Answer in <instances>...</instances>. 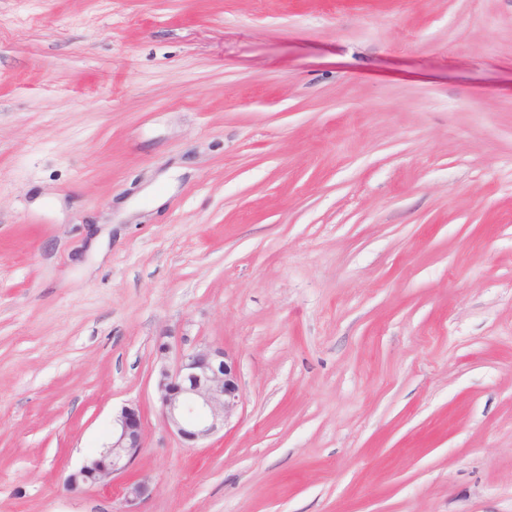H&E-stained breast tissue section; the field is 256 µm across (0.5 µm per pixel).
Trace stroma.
<instances>
[{
    "instance_id": "stroma-1",
    "label": "stroma",
    "mask_w": 512,
    "mask_h": 512,
    "mask_svg": "<svg viewBox=\"0 0 512 512\" xmlns=\"http://www.w3.org/2000/svg\"><path fill=\"white\" fill-rule=\"evenodd\" d=\"M239 365L168 431L157 344ZM140 405L109 486H67ZM512 512V0H0V512ZM152 493L151 485L144 479H133L125 487L123 508L120 512H140L138 506Z\"/></svg>"
}]
</instances>
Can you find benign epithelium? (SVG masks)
Instances as JSON below:
<instances>
[{
	"label": "benign epithelium",
	"instance_id": "7a95c632",
	"mask_svg": "<svg viewBox=\"0 0 512 512\" xmlns=\"http://www.w3.org/2000/svg\"><path fill=\"white\" fill-rule=\"evenodd\" d=\"M170 345L158 344L161 364L155 387L165 426L193 445L224 429L236 414L242 397L236 361L224 347L195 344L180 351L168 363ZM144 448L143 413L140 406L123 407L112 420V438L99 453L88 457L66 479L72 488L108 485L112 476L127 470ZM152 493L144 479L125 487L120 512H139L138 506Z\"/></svg>",
	"mask_w": 512,
	"mask_h": 512
}]
</instances>
